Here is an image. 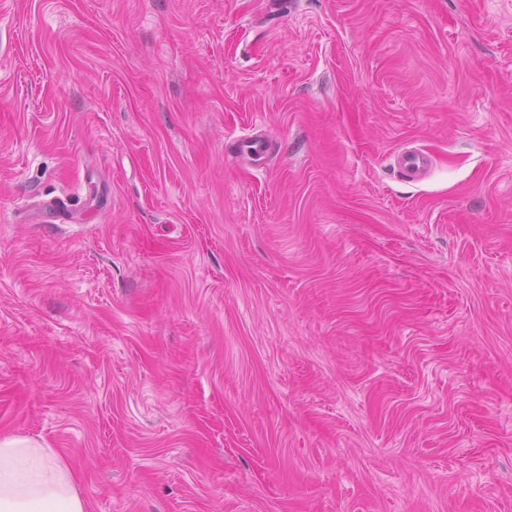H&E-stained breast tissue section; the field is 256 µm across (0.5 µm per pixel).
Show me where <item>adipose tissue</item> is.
<instances>
[{
  "instance_id": "obj_1",
  "label": "adipose tissue",
  "mask_w": 512,
  "mask_h": 512,
  "mask_svg": "<svg viewBox=\"0 0 512 512\" xmlns=\"http://www.w3.org/2000/svg\"><path fill=\"white\" fill-rule=\"evenodd\" d=\"M0 512H86L52 449L27 438L0 441Z\"/></svg>"
}]
</instances>
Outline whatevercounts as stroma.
<instances>
[{"instance_id": "stroma-1", "label": "stroma", "mask_w": 512, "mask_h": 512, "mask_svg": "<svg viewBox=\"0 0 512 512\" xmlns=\"http://www.w3.org/2000/svg\"><path fill=\"white\" fill-rule=\"evenodd\" d=\"M5 437L87 512H512V0H0Z\"/></svg>"}]
</instances>
